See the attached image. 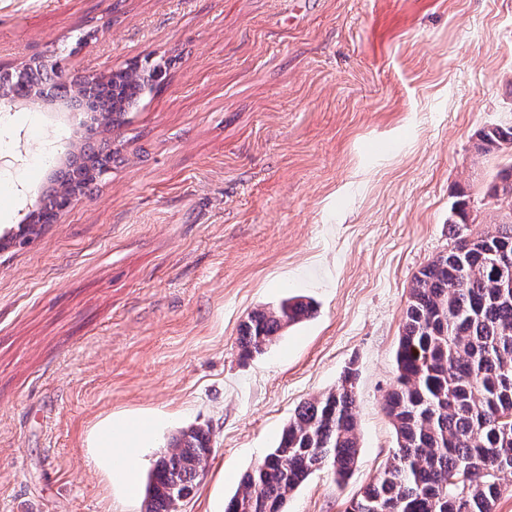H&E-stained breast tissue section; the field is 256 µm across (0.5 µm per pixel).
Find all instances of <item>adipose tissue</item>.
<instances>
[{
	"label": "adipose tissue",
	"mask_w": 512,
	"mask_h": 512,
	"mask_svg": "<svg viewBox=\"0 0 512 512\" xmlns=\"http://www.w3.org/2000/svg\"><path fill=\"white\" fill-rule=\"evenodd\" d=\"M164 422L161 415L137 413L120 418L106 416L94 423L87 446L105 491L118 487L127 496L136 494L142 453L155 443Z\"/></svg>",
	"instance_id": "adipose-tissue-1"
}]
</instances>
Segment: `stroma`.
<instances>
[{
	"instance_id": "stroma-1",
	"label": "stroma",
	"mask_w": 512,
	"mask_h": 512,
	"mask_svg": "<svg viewBox=\"0 0 512 512\" xmlns=\"http://www.w3.org/2000/svg\"><path fill=\"white\" fill-rule=\"evenodd\" d=\"M64 78L162 59L112 131L111 170L23 247L0 250V512H145L102 498L85 439L108 414L166 416L213 454L177 512H221L305 401L357 371L359 461L313 473L285 512H344L396 446L383 411L416 272L456 201L482 211L512 122V0H0V69ZM82 114L0 109V233L50 185L39 147L79 150ZM312 300L264 354L240 324Z\"/></svg>"
}]
</instances>
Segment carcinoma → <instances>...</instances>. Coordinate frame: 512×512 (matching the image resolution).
I'll return each instance as SVG.
<instances>
[{"label":"carcinoma","mask_w":512,"mask_h":512,"mask_svg":"<svg viewBox=\"0 0 512 512\" xmlns=\"http://www.w3.org/2000/svg\"><path fill=\"white\" fill-rule=\"evenodd\" d=\"M0 90L24 100L38 96L14 70L0 73ZM146 92L139 69L112 71L102 76L90 110L108 132ZM477 152L508 159L486 188L482 223L490 229L473 233L468 203H456L448 217L451 247L414 275L395 384L383 403L397 448L345 512H495L501 476L512 474V270L504 274L493 262L495 251L512 255V124L482 130ZM102 167L96 153L76 155L55 172L48 202L62 189L88 187ZM313 312L299 298L253 311L239 326L241 354H263L283 328ZM355 381L348 368L334 388L298 408L277 446L242 476L225 512H285L312 473L326 467L338 482L350 476L359 459ZM170 447L148 477L146 512H175L213 453L201 428L181 431Z\"/></svg>","instance_id":"carcinoma-1"}]
</instances>
